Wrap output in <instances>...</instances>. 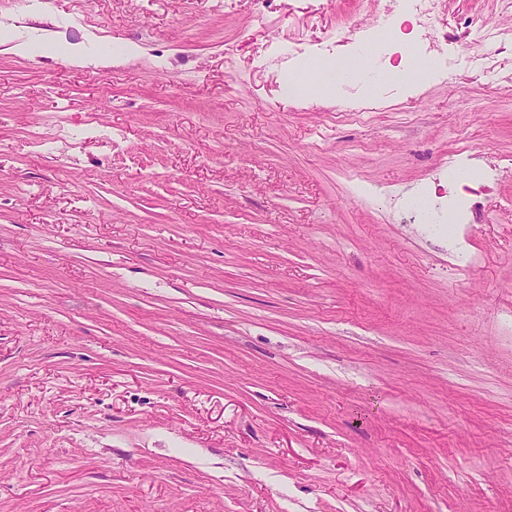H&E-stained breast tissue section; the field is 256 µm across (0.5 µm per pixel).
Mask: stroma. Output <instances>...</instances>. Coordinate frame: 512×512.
<instances>
[{"label":"stroma","mask_w":512,"mask_h":512,"mask_svg":"<svg viewBox=\"0 0 512 512\" xmlns=\"http://www.w3.org/2000/svg\"><path fill=\"white\" fill-rule=\"evenodd\" d=\"M386 4L0 0V512H512V11L286 96ZM337 66L333 62L314 59L306 64L294 77L289 92L291 99H299L308 96L313 90L327 85L332 80V73Z\"/></svg>","instance_id":"obj_1"}]
</instances>
